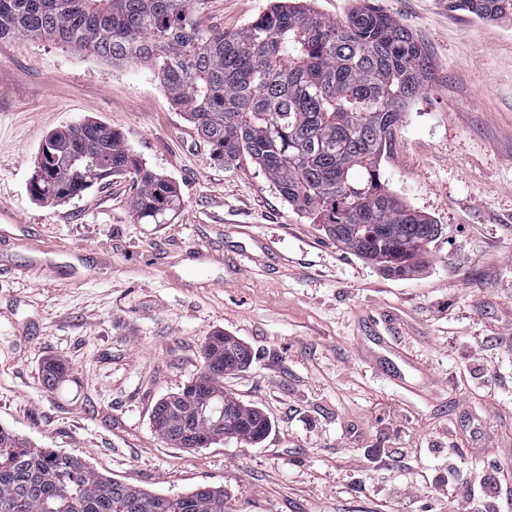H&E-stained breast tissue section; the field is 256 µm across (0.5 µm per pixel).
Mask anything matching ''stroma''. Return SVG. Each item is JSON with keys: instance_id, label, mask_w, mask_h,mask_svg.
<instances>
[{"instance_id": "obj_1", "label": "stroma", "mask_w": 512, "mask_h": 512, "mask_svg": "<svg viewBox=\"0 0 512 512\" xmlns=\"http://www.w3.org/2000/svg\"><path fill=\"white\" fill-rule=\"evenodd\" d=\"M271 3L197 10L236 32ZM374 3L431 64L381 163L440 228L401 277L327 237L249 158L216 159L147 67L0 40V209L19 222L0 237V428L154 494L224 489L226 512H512V24L448 0ZM87 119L176 185L168 223H138L125 174L34 198L46 137ZM217 332L253 350L224 390L271 428L176 447L152 409L202 372Z\"/></svg>"}]
</instances>
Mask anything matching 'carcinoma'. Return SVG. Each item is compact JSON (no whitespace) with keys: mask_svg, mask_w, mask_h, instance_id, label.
<instances>
[{"mask_svg":"<svg viewBox=\"0 0 512 512\" xmlns=\"http://www.w3.org/2000/svg\"><path fill=\"white\" fill-rule=\"evenodd\" d=\"M198 2L0 0V40H48L149 67L217 157H249L285 201L384 274L414 271L438 225L401 203L381 174L404 109L429 78L413 32L370 0H356L340 20L314 11V0H276L247 27L226 33L202 27ZM448 3L482 20L512 21V0ZM37 167L32 191L41 202L128 174L139 222L165 224L179 203L176 186L137 163L99 122L51 134ZM252 360L235 337H208L201 375L155 404L158 433L181 448H202L224 438L228 417L232 438L260 442L269 431L265 414L224 392L225 368ZM0 512H225L224 490L152 494L0 428Z\"/></svg>","mask_w":512,"mask_h":512,"instance_id":"carcinoma-1","label":"carcinoma"}]
</instances>
